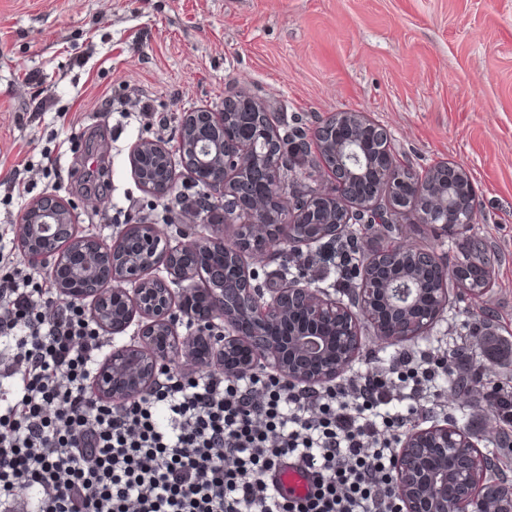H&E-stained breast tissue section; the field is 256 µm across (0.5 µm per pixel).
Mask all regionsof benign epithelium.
Masks as SVG:
<instances>
[{"instance_id": "7a95c632", "label": "benign epithelium", "mask_w": 512, "mask_h": 512, "mask_svg": "<svg viewBox=\"0 0 512 512\" xmlns=\"http://www.w3.org/2000/svg\"><path fill=\"white\" fill-rule=\"evenodd\" d=\"M283 140L263 102L232 94L220 112L184 113L176 149L159 140L132 147L131 169L148 195L167 198L186 177L205 189L203 201L182 204L186 222L203 224L191 238L181 230L174 240L144 222L125 225L108 243L82 233L56 194L25 209L19 248L31 266L47 269L61 299L86 308L112 338L139 320L129 340L112 343L93 398L119 405L150 390L160 366L180 359L220 373L269 371L306 389L328 386L359 357L365 326L400 344L428 335L448 307V283L483 293L489 268L469 252L450 264L434 250L386 238L358 265L345 301L288 277L285 265L278 283H259L253 261L274 243L300 252L355 224H377L385 211L458 237L478 210L465 169L442 163L421 176L397 165L389 131L362 112H336L296 143V158H318L300 173L305 191L284 187ZM324 174L328 189L319 184ZM182 317L195 333L179 334ZM395 470L401 512H485L489 502L512 512V481L491 477L497 460L457 425L412 429Z\"/></svg>"}]
</instances>
